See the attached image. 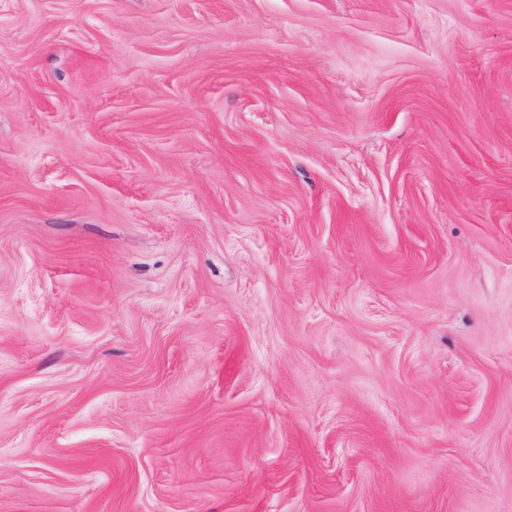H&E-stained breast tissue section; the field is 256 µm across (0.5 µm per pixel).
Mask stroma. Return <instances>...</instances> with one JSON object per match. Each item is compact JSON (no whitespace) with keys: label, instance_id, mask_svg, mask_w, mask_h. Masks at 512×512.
<instances>
[{"label":"stroma","instance_id":"1","mask_svg":"<svg viewBox=\"0 0 512 512\" xmlns=\"http://www.w3.org/2000/svg\"><path fill=\"white\" fill-rule=\"evenodd\" d=\"M0 512H512V0H0Z\"/></svg>","mask_w":512,"mask_h":512}]
</instances>
